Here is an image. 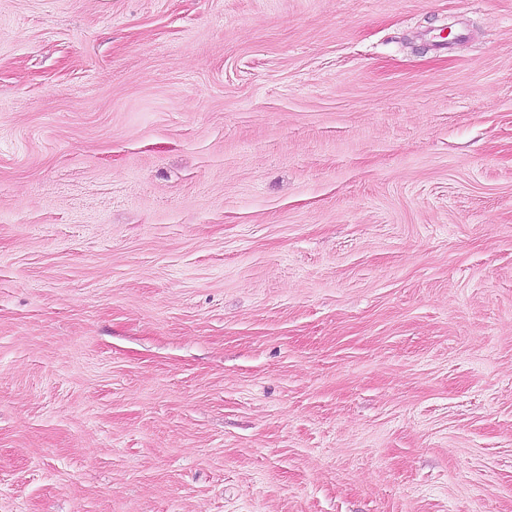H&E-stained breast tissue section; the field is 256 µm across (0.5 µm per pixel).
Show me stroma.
Listing matches in <instances>:
<instances>
[{"label": "stroma", "mask_w": 512, "mask_h": 512, "mask_svg": "<svg viewBox=\"0 0 512 512\" xmlns=\"http://www.w3.org/2000/svg\"><path fill=\"white\" fill-rule=\"evenodd\" d=\"M0 512H512V0H0Z\"/></svg>", "instance_id": "35a3bbf8"}]
</instances>
